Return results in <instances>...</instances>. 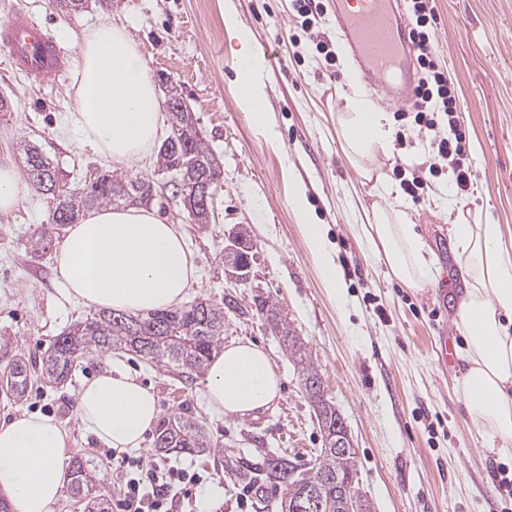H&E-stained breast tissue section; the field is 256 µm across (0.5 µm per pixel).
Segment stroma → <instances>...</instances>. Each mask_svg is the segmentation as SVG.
Wrapping results in <instances>:
<instances>
[{
	"label": "stroma",
	"mask_w": 512,
	"mask_h": 512,
	"mask_svg": "<svg viewBox=\"0 0 512 512\" xmlns=\"http://www.w3.org/2000/svg\"><path fill=\"white\" fill-rule=\"evenodd\" d=\"M232 3L255 49L270 47L262 83L267 126L254 125L237 101L233 65L236 43L224 26ZM440 20L436 49L461 99L458 122L470 136L475 185L458 194L450 168H442L421 202L408 203L415 224L440 267L434 287L419 290L394 279L357 232L368 185L345 157L336 137L352 67L345 56L328 64L313 41L288 39L292 0H87L82 10L55 0H0V22L29 12L66 48L103 17L125 25L139 43L159 92L176 86L193 109L220 166L215 214L193 223L173 200H156L158 216L178 225L197 268L184 301L204 298L224 308V340H249L270 356L282 380L279 399L240 418L208 410L202 375L177 371L125 351L81 361L62 382L34 378L13 394L0 378V423L16 414L55 416L68 432L67 456L96 465L98 490L112 502L123 482L111 450L85 430L76 410L81 384L104 368L137 374L158 397L159 413L191 415L223 455H162L170 465L199 473L222 497L215 512H257L243 505V490L224 468V454L288 451L309 462L322 437L301 377L258 313L253 299L268 296L280 317L307 347L323 382L324 397L344 419L357 452L358 486L369 512H506L496 469L512 478V455L489 451L472 426L457 391L460 361L441 366L442 339L462 345L453 319L460 286L448 232L458 211L479 224H497L512 248V0H436ZM71 83L28 82L11 68L0 46V160L15 161L21 140L42 147L68 183L83 181L90 167L108 161L80 147L65 124ZM406 147H393L383 168L414 172L436 162L431 134L406 119ZM301 182L333 257L344 273L348 304L338 310L323 287L314 258L289 206ZM262 211H255V202ZM45 196L27 191L16 216L0 214V362L42 358L54 339L93 308L66 301L54 278L59 234L42 236L51 221ZM253 241L251 279L230 283L224 249L238 226Z\"/></svg>",
	"instance_id": "1"
}]
</instances>
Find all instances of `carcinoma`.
<instances>
[{"instance_id": "carcinoma-1", "label": "carcinoma", "mask_w": 512, "mask_h": 512, "mask_svg": "<svg viewBox=\"0 0 512 512\" xmlns=\"http://www.w3.org/2000/svg\"><path fill=\"white\" fill-rule=\"evenodd\" d=\"M169 121L170 134L158 148V167L179 173L182 192L188 196L200 179L207 181L210 189H216L219 166L194 113L186 109L171 112ZM18 152L22 155L29 184L54 202L52 224L44 231L46 235L75 223L81 213L93 208L147 204L146 192L153 183L148 177L96 171L83 185L73 186L59 176L58 167L37 145L22 141ZM254 305L265 315L268 325L280 336L285 351L299 368L321 431L322 448L313 461L303 466L284 453H262L250 458L227 454L224 468L253 492L260 505L281 493L276 512H295V495L290 489L295 483L315 492L312 512H345L336 479L356 477V450L338 452L333 447L331 435L339 414L324 398L321 376L309 359L304 343L279 318L273 301L256 297ZM223 343L224 309L207 299L187 307L156 310L144 317L104 310L58 336L50 351L38 361V369L41 375L61 382L78 360L113 349H126L146 359L167 363L185 374L202 373ZM153 444L159 453L176 451L192 456L209 455L220 447L201 424L185 414L161 418ZM94 468L92 460L74 457L69 467L68 485L82 512H112L111 499L96 490Z\"/></svg>"}]
</instances>
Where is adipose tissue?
<instances>
[{
  "mask_svg": "<svg viewBox=\"0 0 512 512\" xmlns=\"http://www.w3.org/2000/svg\"><path fill=\"white\" fill-rule=\"evenodd\" d=\"M224 23L240 44L235 58L239 102L256 125H267L260 81L264 61L253 51L248 33L238 29L232 9H225ZM78 52L66 119L80 145L115 167H132L152 152L161 119L148 61L125 26L108 18L82 33ZM350 89L336 115V135L346 158L377 196L364 211L361 231L394 278L411 288L431 287L439 270L402 207L398 185L381 171L392 149L390 119L358 82H351ZM288 205L330 298L344 307L342 271L327 248L324 226L313 220L302 186H294ZM449 231L463 284L455 327L465 342L457 353L465 411L489 443H509L512 251L502 247L495 224H454ZM54 271L65 300L130 314L178 305L195 279L178 225L144 207L93 210L69 225L57 245ZM203 390L212 412L245 417L279 398L281 380L267 352L241 340L212 356ZM76 408L85 429L119 453L141 448L159 414L151 387L114 367L82 385ZM66 442L65 427L52 416L23 413L0 424V497L12 512H57L68 481Z\"/></svg>",
  "mask_w": 512,
  "mask_h": 512,
  "instance_id": "adipose-tissue-1",
  "label": "adipose tissue"
}]
</instances>
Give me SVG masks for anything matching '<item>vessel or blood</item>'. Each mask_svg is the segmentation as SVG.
Returning a JSON list of instances; mask_svg holds the SVG:
<instances>
[{"mask_svg":"<svg viewBox=\"0 0 512 512\" xmlns=\"http://www.w3.org/2000/svg\"><path fill=\"white\" fill-rule=\"evenodd\" d=\"M333 0L336 28L348 57L360 70L365 87L380 92L385 103L402 105L413 48L400 0ZM0 45L28 79L46 83L62 79L70 53L25 12H14L0 24Z\"/></svg>","mask_w":512,"mask_h":512,"instance_id":"1","label":"vessel or blood"}]
</instances>
